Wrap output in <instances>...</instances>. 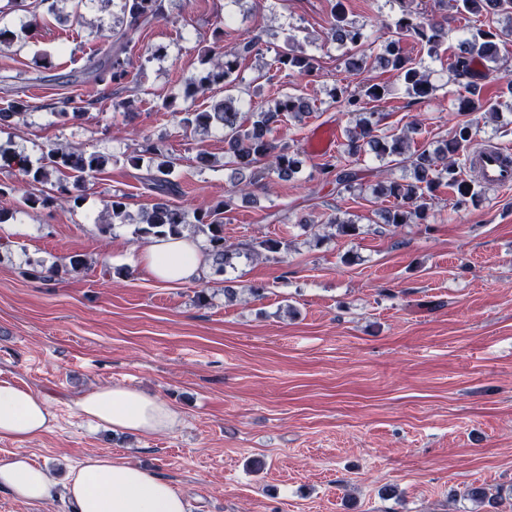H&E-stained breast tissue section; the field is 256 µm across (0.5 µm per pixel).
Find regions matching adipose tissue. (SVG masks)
<instances>
[{
  "label": "adipose tissue",
  "instance_id": "obj_1",
  "mask_svg": "<svg viewBox=\"0 0 512 512\" xmlns=\"http://www.w3.org/2000/svg\"><path fill=\"white\" fill-rule=\"evenodd\" d=\"M139 263L154 279L187 284L206 269L198 241L183 237L157 238L140 252ZM75 411L115 433L155 435L173 431L181 415L167 401L121 385L94 388L74 404ZM52 414L43 397L28 388L0 381V439L26 442L49 427ZM64 487L75 512H188L173 484L120 458L91 454L69 469L64 483L25 453L0 460V490L28 503L50 500Z\"/></svg>",
  "mask_w": 512,
  "mask_h": 512
}]
</instances>
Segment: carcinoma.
Segmentation results:
<instances>
[{"label":"carcinoma","mask_w":512,"mask_h":512,"mask_svg":"<svg viewBox=\"0 0 512 512\" xmlns=\"http://www.w3.org/2000/svg\"><path fill=\"white\" fill-rule=\"evenodd\" d=\"M165 0H122L118 25L107 35V45L99 52V58L89 67L93 81L104 85L121 83L129 76L130 58L127 56L131 34L151 20L165 16ZM453 8L460 15L477 14L482 11L503 15L508 24L495 30L479 29L462 41L460 54L455 61L457 76L466 80V86L477 87L478 82L490 77L491 71L500 68H478L481 63L500 61L499 45L512 39V0H453ZM391 31L386 40L383 53L377 57L379 65L391 69L401 77L407 91L418 99H426L433 92L429 75L420 71L412 59L404 55L400 41L409 37L426 49L430 56L440 50L445 37V28L434 15H424L409 9L402 10L392 23H383ZM333 40L358 46L363 38L360 29L349 27L345 23L341 10L333 12L330 27ZM260 38L253 37L237 46L216 53L209 51L204 59L208 67L198 75L187 78L182 93L183 104H177L172 98L166 102V108L180 117V124L192 133L207 136L218 131L224 136L227 164L239 176L238 182L224 201L210 208H197L193 218L195 234L203 236L205 249L210 259V270L214 275L224 274L225 268L232 265L240 251L226 244L224 239V214L231 211L237 197L251 198L256 189L266 190L274 180H289L297 175L303 166L299 154L286 146L275 144L269 137L270 125L280 117L288 116L301 120L309 113L307 103L298 95L283 94L274 100L268 108H260L253 113L255 120L251 125L241 121V99L230 94L239 81L240 60L258 51ZM278 64L308 75L315 69V59L305 53L303 48L291 47L278 57ZM224 84V99L213 103L209 108L200 110L193 107L197 97L215 84ZM387 94L386 85L368 81L360 92L338 96L345 97L347 111L355 117V125L348 133L344 152L350 156L359 155L366 150L372 151L380 160L399 159V163L409 171L400 179L377 183V197L391 203L384 214L387 224L398 227L402 224H423L427 218L428 200L444 183L456 194L455 206L461 207L478 200V192L473 189L474 182L462 177L456 156L468 146L472 137V124L466 122L458 127L454 135L438 142L432 149L423 148L416 153L410 152V137L407 133H385L381 131L383 117L379 112H369L364 101H380ZM34 106L25 100H14L0 108V127H9L27 115ZM458 110L465 114L483 113L489 118L498 117L493 105L482 100L463 95L458 98ZM129 164L137 170L145 169L140 176L145 188L154 194L158 202L151 210L133 217L126 209L123 196L113 195L105 204L108 219L100 224V231L109 234L117 224L135 225L134 234L143 240L168 236H181L188 226L187 212L170 202V198L180 193L179 185L171 178L173 161L158 146L147 142L140 149L127 156ZM112 162V157L99 152H86L76 147H51L43 154V162L38 166L30 164L27 156L0 144V169L16 172L20 182L0 181V197L19 196V202L30 208L40 205L48 207L63 199L78 205L86 200L85 183L102 173ZM325 181L334 183L345 191L358 186L360 171L345 165L329 164L322 169ZM49 184L55 188L53 195H35L21 192L19 183ZM335 235L351 237L357 235L359 225L352 218L338 216L330 220ZM249 256H267L276 254L282 248L278 239H263L243 244ZM87 265L80 255H73L68 261L52 264L37 270L34 276L42 281H59L71 272L79 271Z\"/></svg>","instance_id":"carcinoma-1"}]
</instances>
